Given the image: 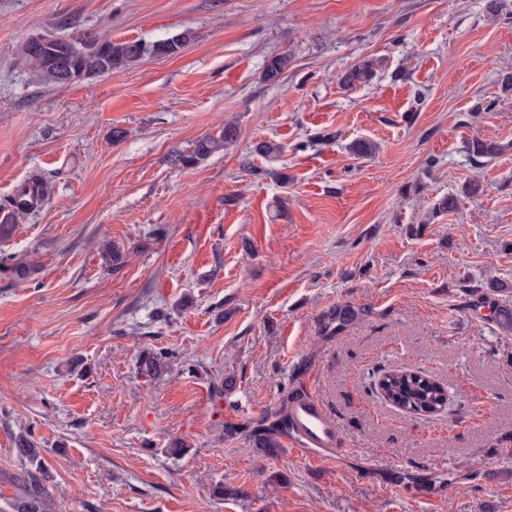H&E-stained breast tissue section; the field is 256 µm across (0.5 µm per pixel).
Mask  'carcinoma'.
Masks as SVG:
<instances>
[{"label": "carcinoma", "instance_id": "cac0c4a2", "mask_svg": "<svg viewBox=\"0 0 512 512\" xmlns=\"http://www.w3.org/2000/svg\"><path fill=\"white\" fill-rule=\"evenodd\" d=\"M191 40L188 31L147 43L141 40L114 41L95 33H86L76 44L79 54L69 55L63 50L66 41L59 40L58 53L63 55L67 70L76 78L91 75H104L128 68L147 56H170L181 50ZM20 54L37 81L56 86L66 85L60 77V66L54 63L47 51H38L25 42ZM292 62L287 52L275 55L266 61L263 79L277 83L288 70ZM374 76V61L364 60L346 71L340 78L343 86L355 88L361 86ZM239 137L237 123L229 118L224 121V129L219 135H204L198 138L189 150H173L169 154V163L178 169H187L200 161L224 151L236 144ZM474 158L493 157L500 153L501 147L488 141L475 138L469 145ZM47 196L48 187L43 179L31 178L13 197L11 210L0 214V242L11 238L19 214L29 210L38 196ZM105 266L118 269L123 266V254L120 247L107 242L101 248ZM0 271H5L16 282H26L33 273L30 263L13 257L0 258ZM352 320L351 312L346 307H338L328 313V325L338 331ZM170 355L164 351L141 352L137 368L141 375L154 378L167 368ZM446 385L418 371L408 368H394L383 373L379 378L378 392L389 404L413 415L431 416L439 413V400L443 397ZM16 455L25 466L28 481L23 494L14 505L15 512H49L50 496L47 483L51 481L48 465L36 442L26 433H19L14 438Z\"/></svg>", "mask_w": 512, "mask_h": 512}]
</instances>
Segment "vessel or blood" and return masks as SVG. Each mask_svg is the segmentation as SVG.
Returning a JSON list of instances; mask_svg holds the SVG:
<instances>
[{
    "mask_svg": "<svg viewBox=\"0 0 512 512\" xmlns=\"http://www.w3.org/2000/svg\"><path fill=\"white\" fill-rule=\"evenodd\" d=\"M287 418L284 438L297 453L324 459L340 446L341 438L334 419L312 394L305 393L289 401Z\"/></svg>",
    "mask_w": 512,
    "mask_h": 512,
    "instance_id": "1",
    "label": "vessel or blood"
}]
</instances>
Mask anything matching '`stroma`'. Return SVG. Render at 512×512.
I'll return each instance as SVG.
<instances>
[{"instance_id": "obj_1", "label": "stroma", "mask_w": 512, "mask_h": 512, "mask_svg": "<svg viewBox=\"0 0 512 512\" xmlns=\"http://www.w3.org/2000/svg\"><path fill=\"white\" fill-rule=\"evenodd\" d=\"M487 3L0 0V207L32 174L51 186L0 242L34 266L0 275V512L26 430L51 512H512V331L495 320L512 308V0ZM186 30L174 55L63 87L20 57L35 35ZM364 59L372 80L340 86ZM230 117L236 145L170 165ZM476 138L501 154L475 161ZM262 140L286 150L258 156ZM339 307L354 319L325 330ZM143 350L167 372L139 375ZM396 367L448 385L452 408L386 403L372 383ZM309 386L337 455L256 447ZM292 62L291 55L287 52L275 55L266 61L263 69V79L269 83H277L288 70Z\"/></svg>"}]
</instances>
